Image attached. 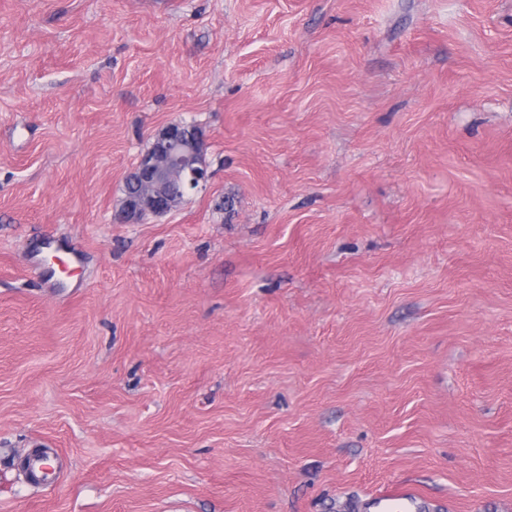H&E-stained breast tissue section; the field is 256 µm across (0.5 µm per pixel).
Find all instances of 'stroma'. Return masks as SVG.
I'll return each instance as SVG.
<instances>
[{"mask_svg":"<svg viewBox=\"0 0 512 512\" xmlns=\"http://www.w3.org/2000/svg\"><path fill=\"white\" fill-rule=\"evenodd\" d=\"M174 120L209 182L113 223ZM396 482L512 512V0H0V512Z\"/></svg>","mask_w":512,"mask_h":512,"instance_id":"stroma-1","label":"stroma"}]
</instances>
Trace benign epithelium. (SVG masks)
<instances>
[{
    "mask_svg": "<svg viewBox=\"0 0 512 512\" xmlns=\"http://www.w3.org/2000/svg\"><path fill=\"white\" fill-rule=\"evenodd\" d=\"M207 149L208 142L194 124L173 121L160 127L151 150L125 178L139 185L140 191L124 196L115 223L135 224L146 215L161 216L180 206L186 197L182 186L194 191L209 179Z\"/></svg>",
    "mask_w": 512,
    "mask_h": 512,
    "instance_id": "benign-epithelium-1",
    "label": "benign epithelium"
}]
</instances>
